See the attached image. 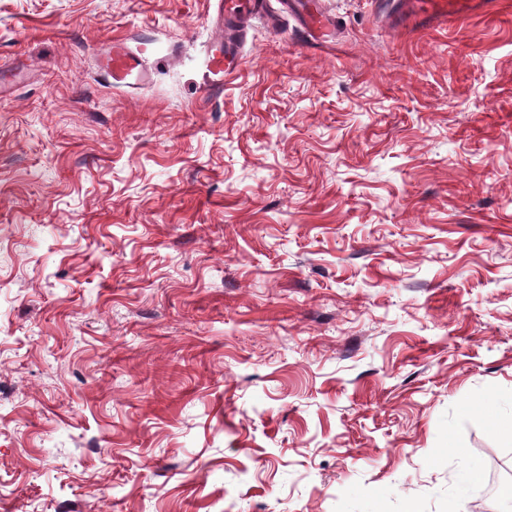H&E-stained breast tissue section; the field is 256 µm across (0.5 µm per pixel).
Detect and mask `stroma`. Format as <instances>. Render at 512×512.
I'll return each instance as SVG.
<instances>
[{
    "instance_id": "1",
    "label": "stroma",
    "mask_w": 512,
    "mask_h": 512,
    "mask_svg": "<svg viewBox=\"0 0 512 512\" xmlns=\"http://www.w3.org/2000/svg\"><path fill=\"white\" fill-rule=\"evenodd\" d=\"M0 0V512H483L512 469V6L331 48ZM143 48L150 79L97 59ZM478 471L479 482L468 474ZM223 4L216 18L218 36L206 48L202 59L203 86L209 92L224 88V81L237 73L244 60L246 34L243 21L265 16L272 29L278 27L268 0H220ZM99 69L101 79L114 87H133L144 83L149 76L140 53L120 41L112 42V47L101 59Z\"/></svg>"
}]
</instances>
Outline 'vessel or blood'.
Listing matches in <instances>:
<instances>
[{"label":"vessel or blood","instance_id":"b4317fda","mask_svg":"<svg viewBox=\"0 0 512 512\" xmlns=\"http://www.w3.org/2000/svg\"><path fill=\"white\" fill-rule=\"evenodd\" d=\"M223 7L216 18L217 37L207 47L202 59L205 90H222L226 79L239 71L244 60L246 34L241 24L254 17L270 16L268 0H221ZM298 10L301 27L309 38H316L332 21L319 0H290ZM381 8L406 25L427 29L451 21H460L480 11L492 9L491 0H380ZM100 77L116 87H133L148 76L140 53L113 42L100 62Z\"/></svg>","mask_w":512,"mask_h":512}]
</instances>
